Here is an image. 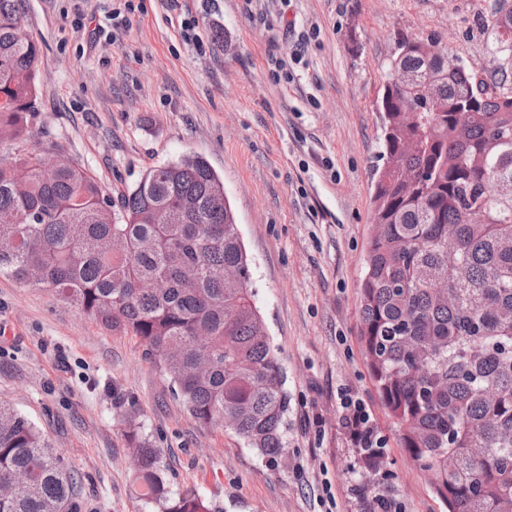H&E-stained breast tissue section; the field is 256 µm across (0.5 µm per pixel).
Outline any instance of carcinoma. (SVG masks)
Masks as SVG:
<instances>
[{
    "instance_id": "carcinoma-1",
    "label": "carcinoma",
    "mask_w": 512,
    "mask_h": 512,
    "mask_svg": "<svg viewBox=\"0 0 512 512\" xmlns=\"http://www.w3.org/2000/svg\"><path fill=\"white\" fill-rule=\"evenodd\" d=\"M24 0H0V142L22 141L40 47ZM487 59L399 35L378 109L376 172L360 284V342L401 447L448 512H512V0L484 19ZM417 109L407 119L405 109ZM108 331L138 337L189 416L276 461L290 399L254 302L250 260L224 183L199 156L148 170L115 205L85 169L36 150L0 159V274L31 272ZM136 459L133 493L159 512H220L173 493L135 405L117 401ZM0 512H83L42 430L0 403Z\"/></svg>"
}]
</instances>
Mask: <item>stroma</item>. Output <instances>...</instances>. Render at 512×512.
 I'll use <instances>...</instances> for the list:
<instances>
[{"instance_id": "stroma-1", "label": "stroma", "mask_w": 512, "mask_h": 512, "mask_svg": "<svg viewBox=\"0 0 512 512\" xmlns=\"http://www.w3.org/2000/svg\"><path fill=\"white\" fill-rule=\"evenodd\" d=\"M488 0H25L40 49L27 140L0 156L61 154L120 200L155 166L203 157L222 177L251 260L255 302L286 376L288 453L270 461L197 425L145 359L31 283L0 275V402L31 419L82 482L84 512H144L115 396L135 400L172 490L223 512H446L399 444L360 343V279L381 167L377 100L398 34L465 66L486 58ZM193 22L197 43L182 26ZM294 80L280 79L279 62ZM368 412L388 465L366 482L341 398Z\"/></svg>"}]
</instances>
